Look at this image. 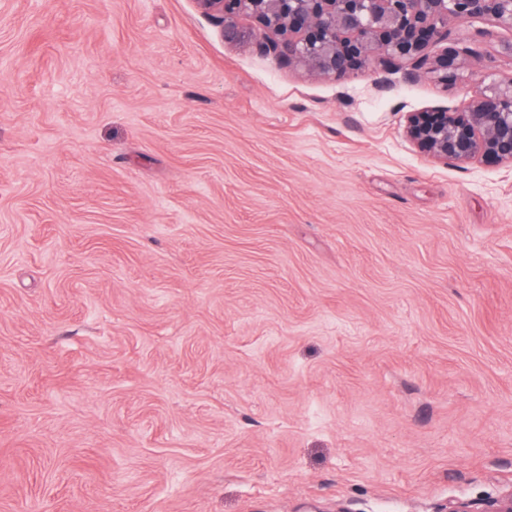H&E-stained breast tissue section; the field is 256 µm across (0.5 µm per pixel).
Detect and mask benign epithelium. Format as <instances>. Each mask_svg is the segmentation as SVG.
<instances>
[{
	"instance_id": "obj_1",
	"label": "benign epithelium",
	"mask_w": 512,
	"mask_h": 512,
	"mask_svg": "<svg viewBox=\"0 0 512 512\" xmlns=\"http://www.w3.org/2000/svg\"><path fill=\"white\" fill-rule=\"evenodd\" d=\"M221 27L225 40L280 63L343 78L375 62H413L446 82L457 77L460 53L428 62L430 44L448 40V23L486 19L511 33L501 41L512 55V0H196ZM248 16L257 27L246 29ZM407 135L416 147L445 164L478 160L512 164V78L489 75L463 112L435 108L410 112ZM444 512H512V491L485 504L453 502Z\"/></svg>"
}]
</instances>
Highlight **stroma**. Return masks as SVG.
<instances>
[{
    "instance_id": "35a3bbf8",
    "label": "stroma",
    "mask_w": 512,
    "mask_h": 512,
    "mask_svg": "<svg viewBox=\"0 0 512 512\" xmlns=\"http://www.w3.org/2000/svg\"><path fill=\"white\" fill-rule=\"evenodd\" d=\"M195 0H0V512H443L512 491V164Z\"/></svg>"
}]
</instances>
